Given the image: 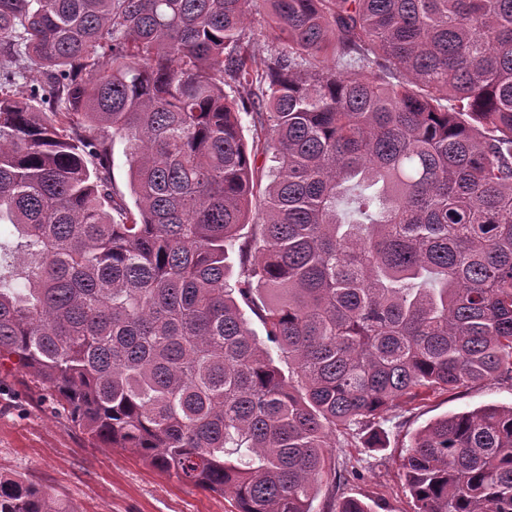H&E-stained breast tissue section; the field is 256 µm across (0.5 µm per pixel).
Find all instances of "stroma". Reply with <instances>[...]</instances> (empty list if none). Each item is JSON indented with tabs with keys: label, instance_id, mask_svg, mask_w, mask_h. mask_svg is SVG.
Wrapping results in <instances>:
<instances>
[{
	"label": "stroma",
	"instance_id": "1",
	"mask_svg": "<svg viewBox=\"0 0 512 512\" xmlns=\"http://www.w3.org/2000/svg\"><path fill=\"white\" fill-rule=\"evenodd\" d=\"M245 40L257 58L272 47L271 8L255 0ZM512 406V382L440 392L384 412L378 422L382 447L356 446L334 452L336 471L344 475L361 465L359 478L334 485L324 481L311 512H330L335 498L353 496L375 512H412L402 460L412 436L433 420L483 406ZM0 474H20L50 488L74 512H231L230 497L204 491L150 466L123 448L91 445L70 420L55 415L47 391L33 387L27 375L0 369Z\"/></svg>",
	"mask_w": 512,
	"mask_h": 512
}]
</instances>
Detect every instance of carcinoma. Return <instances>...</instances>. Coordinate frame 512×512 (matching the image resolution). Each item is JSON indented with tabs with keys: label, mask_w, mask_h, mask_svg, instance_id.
I'll return each instance as SVG.
<instances>
[{
	"label": "carcinoma",
	"mask_w": 512,
	"mask_h": 512,
	"mask_svg": "<svg viewBox=\"0 0 512 512\" xmlns=\"http://www.w3.org/2000/svg\"><path fill=\"white\" fill-rule=\"evenodd\" d=\"M253 2L0 0V362L95 446L310 512L383 412L512 381V0H271L260 62ZM402 467L414 512H512V406ZM0 512L73 509L0 476ZM265 1L257 0L254 3L244 39L259 62L267 56V50L275 45L271 29V8ZM112 185L124 196L130 207L134 205V199L129 188V165L124 155V144L116 140L112 152Z\"/></svg>",
	"instance_id": "obj_1"
}]
</instances>
